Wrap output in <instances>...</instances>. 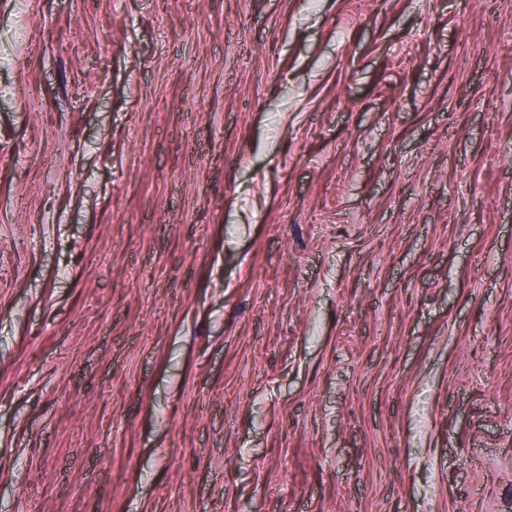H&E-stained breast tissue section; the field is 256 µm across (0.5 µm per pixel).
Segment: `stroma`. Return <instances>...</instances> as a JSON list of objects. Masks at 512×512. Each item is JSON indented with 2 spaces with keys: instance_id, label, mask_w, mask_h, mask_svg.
I'll list each match as a JSON object with an SVG mask.
<instances>
[{
  "instance_id": "obj_1",
  "label": "stroma",
  "mask_w": 512,
  "mask_h": 512,
  "mask_svg": "<svg viewBox=\"0 0 512 512\" xmlns=\"http://www.w3.org/2000/svg\"><path fill=\"white\" fill-rule=\"evenodd\" d=\"M0 512H512V0H0Z\"/></svg>"
}]
</instances>
